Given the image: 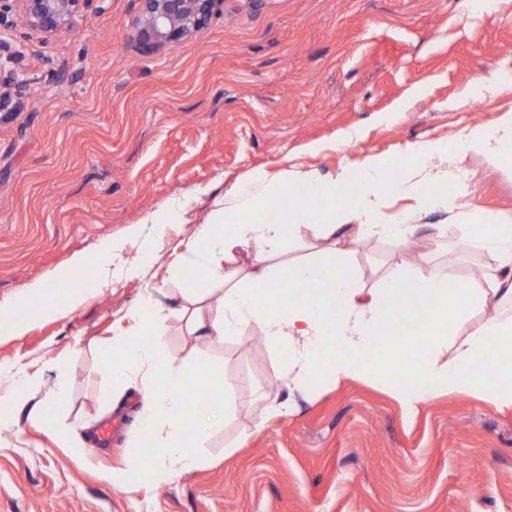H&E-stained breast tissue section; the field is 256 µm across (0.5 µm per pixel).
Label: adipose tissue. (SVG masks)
I'll return each instance as SVG.
<instances>
[{
	"label": "adipose tissue",
	"mask_w": 512,
	"mask_h": 512,
	"mask_svg": "<svg viewBox=\"0 0 512 512\" xmlns=\"http://www.w3.org/2000/svg\"><path fill=\"white\" fill-rule=\"evenodd\" d=\"M456 151L512 171V114L492 128L467 127ZM404 155L400 169H393L387 157L368 156L357 174L344 171L328 182L310 174L285 181L258 175L228 199H216L211 219L178 253L170 275H178L186 263L195 267L198 276L190 293L204 299L214 293L231 248L253 251L255 264L245 282L225 283L213 317L195 322L198 344L223 343L250 325L285 346L292 390L378 379L408 413L446 394L512 408V221L475 205L467 173L444 146L413 145ZM448 181L455 182L454 193L434 194L436 185ZM296 191L300 205L270 216L275 201ZM394 195L414 199L416 211H390L386 201ZM345 203L358 224L337 223L336 210ZM429 208L446 210L452 222L485 224L476 245L490 260L479 283L455 282L438 268L403 262L387 270L381 287H360L350 265L351 244L383 236L401 252L421 237L430 254L447 253V228L435 225L427 230L417 222L418 212ZM299 224L314 227L327 249L316 261L271 267L282 250L285 226ZM113 254L108 244L97 256L77 257L61 270L58 280L66 288L65 300L26 289L19 305L36 302L42 314L65 315L89 297V283L111 276L140 278L151 266L144 255L116 268ZM475 308L483 312L479 326L458 337L455 322ZM126 319V327L112 339L106 370L113 392L142 387L139 421L150 431L154 450L150 456H137L134 465L148 467V484L154 487L199 466V449L224 423L230 387L213 380L210 365L202 359L175 365L162 311L152 299H145ZM446 349L452 356L445 360L441 354ZM202 381L213 402L198 411L190 405V393ZM41 386L35 363L0 367V402L29 410L57 445H66L69 435L59 424L57 410L67 399L68 382L58 377L42 404L32 405L31 395Z\"/></svg>",
	"instance_id": "1"
}]
</instances>
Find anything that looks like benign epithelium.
Wrapping results in <instances>:
<instances>
[{"mask_svg": "<svg viewBox=\"0 0 512 512\" xmlns=\"http://www.w3.org/2000/svg\"><path fill=\"white\" fill-rule=\"evenodd\" d=\"M93 0H0V30L11 28L9 17L18 15L28 28L53 37L68 30L76 16ZM136 19L139 35L148 46L178 41L203 28L223 0H140ZM26 82L0 63V89L22 92Z\"/></svg>", "mask_w": 512, "mask_h": 512, "instance_id": "obj_1", "label": "benign epithelium"}]
</instances>
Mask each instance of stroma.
Segmentation results:
<instances>
[{
	"instance_id": "stroma-1",
	"label": "stroma",
	"mask_w": 512,
	"mask_h": 512,
	"mask_svg": "<svg viewBox=\"0 0 512 512\" xmlns=\"http://www.w3.org/2000/svg\"><path fill=\"white\" fill-rule=\"evenodd\" d=\"M459 2L224 0L203 29L149 48L139 0H93L57 36L0 33L30 84L0 95V305L105 239L128 258L148 241L155 255L145 279L101 284L64 317L28 319L24 335L0 332V365L38 362L49 385L66 375L72 442L58 447L23 414L0 431V512H512V409L444 396L407 415L377 380L289 392L284 347L243 350L252 328L197 348L192 321L210 302L182 298L193 268L166 273L212 198L255 173L329 180L370 155L454 146L466 126L511 113L512 88L493 77L512 69V0L489 17ZM460 167L481 208L512 215L511 172L478 156ZM189 194L190 223L156 236L145 216ZM419 221L447 225L432 264L456 280L487 262L447 212ZM352 250L365 288L400 260L379 236ZM158 288L173 357L204 353L232 386L230 408L197 469L117 488L107 476L133 463L126 430L142 394L113 403L105 357L119 319ZM267 393L288 400L287 416L265 420Z\"/></svg>"
}]
</instances>
